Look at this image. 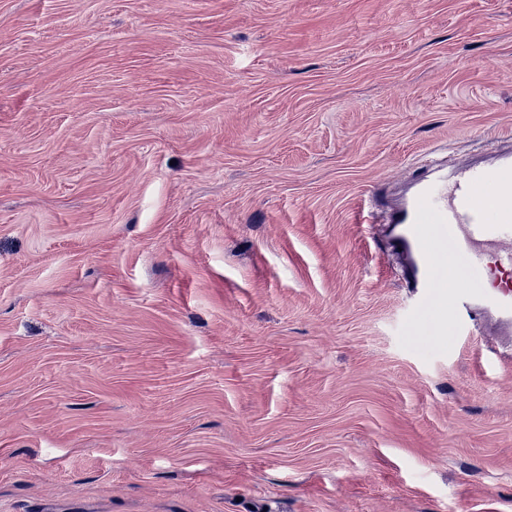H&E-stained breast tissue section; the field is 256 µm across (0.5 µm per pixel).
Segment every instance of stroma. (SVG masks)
I'll return each instance as SVG.
<instances>
[{
  "instance_id": "stroma-1",
  "label": "stroma",
  "mask_w": 512,
  "mask_h": 512,
  "mask_svg": "<svg viewBox=\"0 0 512 512\" xmlns=\"http://www.w3.org/2000/svg\"><path fill=\"white\" fill-rule=\"evenodd\" d=\"M509 135L512 0H0V512H512L366 218Z\"/></svg>"
}]
</instances>
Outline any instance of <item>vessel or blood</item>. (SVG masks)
<instances>
[{"instance_id":"obj_1","label":"vessel or blood","mask_w":512,"mask_h":512,"mask_svg":"<svg viewBox=\"0 0 512 512\" xmlns=\"http://www.w3.org/2000/svg\"><path fill=\"white\" fill-rule=\"evenodd\" d=\"M375 221L392 225L387 246L407 260L401 278L416 297L419 327H438L448 309L512 324V289L490 283L512 268V150L453 177L414 174L400 204Z\"/></svg>"}]
</instances>
